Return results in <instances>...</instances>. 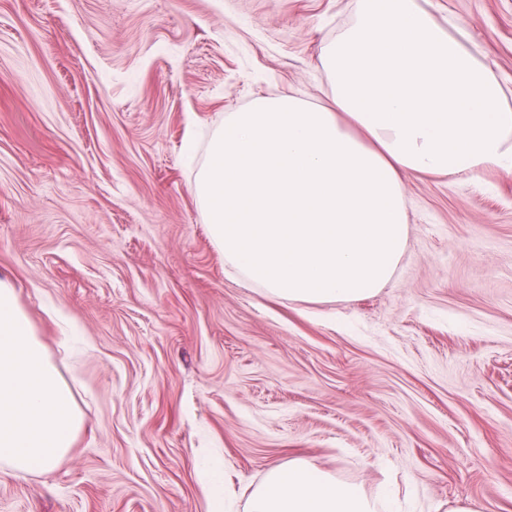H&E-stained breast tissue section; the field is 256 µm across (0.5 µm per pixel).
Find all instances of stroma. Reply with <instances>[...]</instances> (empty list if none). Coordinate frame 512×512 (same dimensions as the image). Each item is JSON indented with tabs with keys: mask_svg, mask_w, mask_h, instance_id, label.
<instances>
[{
	"mask_svg": "<svg viewBox=\"0 0 512 512\" xmlns=\"http://www.w3.org/2000/svg\"><path fill=\"white\" fill-rule=\"evenodd\" d=\"M512 89V0H419ZM359 0H0V279L82 426L0 512H224L303 457L380 512H512V172L404 178L407 246L344 303L265 298L191 194L268 92L330 104L321 47ZM84 338L68 347L43 312Z\"/></svg>",
	"mask_w": 512,
	"mask_h": 512,
	"instance_id": "35a3bbf8",
	"label": "stroma"
}]
</instances>
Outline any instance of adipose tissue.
I'll return each mask as SVG.
<instances>
[{
    "label": "adipose tissue",
    "instance_id": "ef3b65f1",
    "mask_svg": "<svg viewBox=\"0 0 512 512\" xmlns=\"http://www.w3.org/2000/svg\"><path fill=\"white\" fill-rule=\"evenodd\" d=\"M333 107L255 97L212 138L192 195L224 261L265 296L372 294L404 251L403 177L512 170V103L466 33L418 0H360L325 46ZM246 512H378L313 462L272 467Z\"/></svg>",
    "mask_w": 512,
    "mask_h": 512
}]
</instances>
